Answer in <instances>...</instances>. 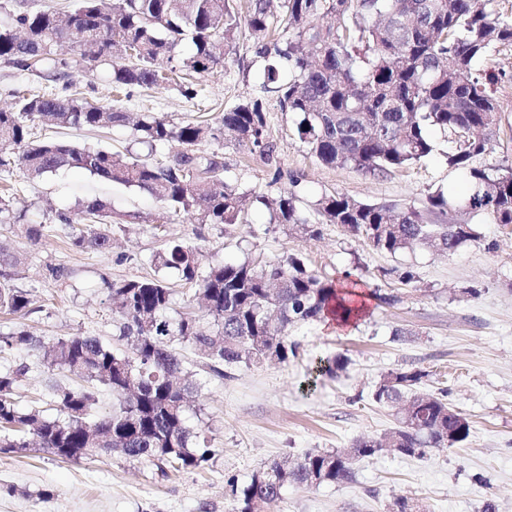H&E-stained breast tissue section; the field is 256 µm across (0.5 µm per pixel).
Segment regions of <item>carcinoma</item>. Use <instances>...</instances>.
Here are the masks:
<instances>
[{
    "instance_id": "obj_1",
    "label": "carcinoma",
    "mask_w": 512,
    "mask_h": 512,
    "mask_svg": "<svg viewBox=\"0 0 512 512\" xmlns=\"http://www.w3.org/2000/svg\"><path fill=\"white\" fill-rule=\"evenodd\" d=\"M498 0H254L241 16L237 0H73L62 15L55 10L24 13L0 27V59L22 70L39 69L58 79L69 61L59 47L70 44L78 61L93 71L106 64L112 84L126 99L136 88L174 84L181 96H203L195 82L224 64L226 51L247 30L264 60L261 89L296 117L301 143L322 163L353 167L377 177L412 165L434 151L432 128L447 133L448 167L466 178V196L456 202L441 190L427 205L378 204L340 193L317 201L315 222L301 216L295 190L285 189L270 203L241 188L238 178L215 152L202 148L226 134L277 165V146L266 133L264 99L241 102L214 123L176 126L154 112L140 114L136 141L148 154L92 147L56 139H32L46 124L76 129H105L127 123L112 105L79 92L60 96L18 94L0 109V170L18 164L32 179L68 168L100 180L134 186L158 198L166 219L191 213L199 224H236L257 202L270 210L269 223L311 237L314 224H336L360 236L377 252L409 250L453 254L483 241L477 225L455 219L460 212L488 214L512 224V166L478 165L489 150L497 126L492 85L495 76L476 68L495 44L512 46V17ZM176 141L183 150L162 158L158 152ZM82 223L69 216L58 223L70 229L73 245L106 252L112 248V212L99 198L78 202ZM0 224L37 243L46 225L29 222L14 207L10 193L0 194ZM155 264L195 283L192 301L201 314L177 312L174 293L156 278L109 285L117 302L115 349L94 336H68L46 346L24 330L0 332V352L14 348L43 351L42 364L60 415L21 410L15 402L20 363L0 371V453L47 451L66 460H92L88 448L112 453L158 469H196L216 459L218 449L187 424L186 408L202 384L185 371L179 349L189 345L218 377L245 366L284 363L296 355L288 329L331 313L349 321L362 316L364 293L343 291L309 271L304 261L247 258L241 262L208 260L201 248L169 240ZM21 264L0 247V310L22 316L35 311L26 293L10 284ZM78 372L82 383L63 385L56 376ZM427 373L401 369L385 375L373 399L394 411L389 431L358 439L350 451L372 457L390 448L402 456H421L429 447L464 443L471 424L452 414L447 392H418ZM103 389L116 400L112 411H97ZM344 450L285 457L254 470L243 483L229 482L236 512H261L288 485L349 484L352 467Z\"/></svg>"
}]
</instances>
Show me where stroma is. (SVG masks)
Here are the masks:
<instances>
[{
  "instance_id": "obj_1",
  "label": "stroma",
  "mask_w": 512,
  "mask_h": 512,
  "mask_svg": "<svg viewBox=\"0 0 512 512\" xmlns=\"http://www.w3.org/2000/svg\"><path fill=\"white\" fill-rule=\"evenodd\" d=\"M263 64L253 41L243 38L222 68L203 77L206 97L201 102L187 101L175 87L162 84L135 90L120 106L130 116L150 110L175 125L212 120L260 96ZM479 67L498 77L493 87L498 124L489 152L478 162L512 166V46H496ZM70 84L89 98L112 100L106 67L91 74L72 68L67 78L52 81L0 60V108L9 106L16 93L62 95ZM266 117L268 135L278 147L281 180H274L258 154L234 140L212 141L206 148L267 198H277L293 176L306 209L332 193L419 207L439 188L465 192L464 177L449 169L442 154L376 178L321 163L298 140L294 115L282 111L275 98L267 100ZM35 134L141 150L129 124L102 132L40 126ZM7 178L19 188V206L29 208L31 219L46 223L47 229L35 244L0 235V242L22 260L12 284L26 291L36 307L25 316L0 314L5 331L20 327L47 344L74 335L111 341L115 326L108 285L121 280L163 278L176 302L184 303L194 285L153 262L170 239L190 241L220 261L297 253L309 269L336 284L355 282L362 291L392 296L393 302L369 304L366 316L347 325L320 320L290 331L298 344L295 357L242 367L227 379L213 376L193 351H185V367L204 384L186 416L191 426L205 428L218 448L213 466L164 475L153 465L116 455L63 461L43 451L0 453V512H234L229 480L242 483L258 467L286 455L348 448L393 427L391 410L376 404L371 394L383 375L402 368L425 371L421 393L447 390L448 402L471 422L468 441L459 448L427 449L420 459L386 453L356 459L353 483L287 486L269 512H390L399 497L413 501L418 512H481L489 499L498 512H512V225L477 215L472 222L483 242L465 244L446 257L421 250L392 256L373 251L334 224L322 225L316 237L288 231L270 223L262 206L239 224L201 225L189 214L165 220L161 202L148 192L68 169L32 182L14 168ZM87 196L102 199L123 217L110 252L72 246L54 223L57 213L76 215L79 199ZM491 241L496 249H488ZM49 264L65 267L69 277L47 278ZM400 269L412 271V283L399 281ZM472 288L477 291L473 297L468 294ZM398 328L408 330L406 340L394 339ZM338 356L347 361L343 371L315 374L318 360ZM20 362L30 370L16 390L19 407L55 415L39 353L16 349L0 354L1 369Z\"/></svg>"
}]
</instances>
